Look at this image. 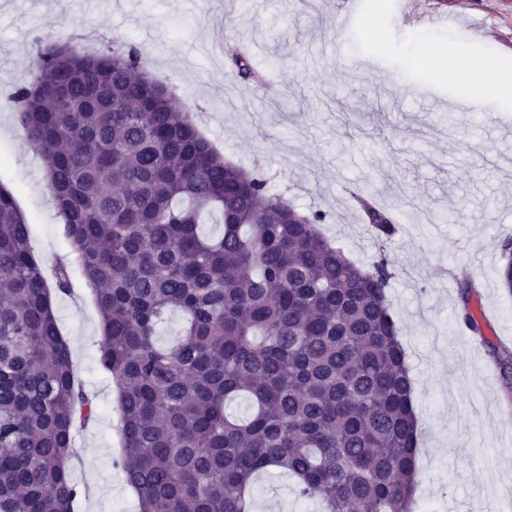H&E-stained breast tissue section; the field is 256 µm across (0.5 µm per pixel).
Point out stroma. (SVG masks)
<instances>
[{
  "instance_id": "obj_1",
  "label": "stroma",
  "mask_w": 512,
  "mask_h": 512,
  "mask_svg": "<svg viewBox=\"0 0 512 512\" xmlns=\"http://www.w3.org/2000/svg\"><path fill=\"white\" fill-rule=\"evenodd\" d=\"M343 0H0V183L31 226L44 265L69 251L40 156L7 103L35 74L33 48L56 28L96 31L143 50L148 72L176 88L200 130L225 159L262 171L298 211H320L324 235L369 263L386 254L387 297L414 377L418 465L415 512H512V420L503 382L489 384L487 355L465 345L460 295L450 272L475 264L476 301L493 342L512 349V293L498 270L512 238V105L490 93L469 122L447 111L486 64L512 68V0H382L340 28ZM241 48L258 79L227 65ZM470 66L433 75L452 47ZM370 196L400 232L380 246L355 195ZM85 387L100 413L81 429L73 461L87 488L78 512H116L137 497L116 467L120 413L98 364L100 320L91 289L74 276L55 299ZM294 478L263 475L255 512H319L298 498Z\"/></svg>"
}]
</instances>
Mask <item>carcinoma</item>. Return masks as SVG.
<instances>
[{
  "label": "carcinoma",
  "mask_w": 512,
  "mask_h": 512,
  "mask_svg": "<svg viewBox=\"0 0 512 512\" xmlns=\"http://www.w3.org/2000/svg\"><path fill=\"white\" fill-rule=\"evenodd\" d=\"M243 78L252 60L228 46ZM11 98L45 163L71 250L47 271L0 185V512H75L74 430L96 396L74 368L54 299L80 271L115 384L119 465L138 512H253L256 475L291 474L324 512H412L418 427L385 254L351 261L268 180L224 161L194 114L149 77L135 44L36 43ZM367 229L393 217L358 197ZM223 229L202 231L203 216ZM499 275L512 293V240ZM464 276L460 323L481 328ZM176 340L159 328L173 314ZM242 398L239 418L228 404Z\"/></svg>",
  "instance_id": "obj_1"
}]
</instances>
